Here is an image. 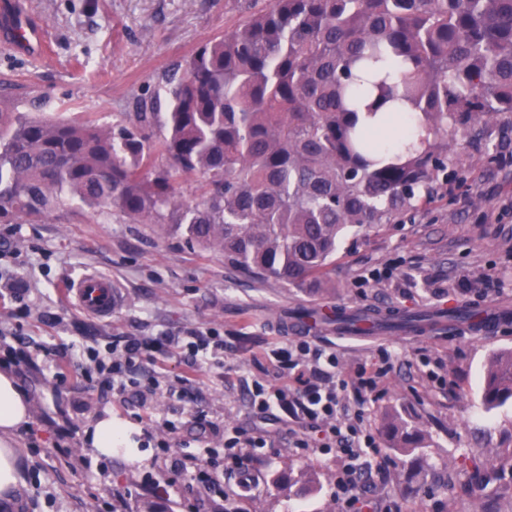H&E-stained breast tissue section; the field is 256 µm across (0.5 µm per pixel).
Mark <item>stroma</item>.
Returning a JSON list of instances; mask_svg holds the SVG:
<instances>
[{"mask_svg":"<svg viewBox=\"0 0 512 512\" xmlns=\"http://www.w3.org/2000/svg\"><path fill=\"white\" fill-rule=\"evenodd\" d=\"M50 36L39 57L0 40V86L10 87L19 110L35 96L45 114L63 119L93 115L109 126L154 96L162 74L223 36L267 0H19ZM498 158L483 161L486 146ZM457 178L438 179L434 195L398 222L348 234L329 268L333 292L256 282L223 254L189 246L154 224L107 223L75 210L41 224H0V288H19L21 300L0 313V326L19 327L49 357L14 374L31 401L32 423L18 442L29 463L32 507L25 512H106L111 492L125 494V512H185L186 500L168 491L182 465L224 464V430L253 429L259 419L249 396L255 383L277 384L287 373L269 359L272 349L308 341L335 352L354 368L392 359L378 392L364 395L372 430L385 413L414 417L424 447L400 455L385 449V465L361 493L369 512H512V401L489 409L481 386L491 356L512 350V319L494 338L451 328L433 336L386 333L365 341L288 329L300 307L340 304L349 309L430 308L441 302L512 305V124L490 121L480 143L448 152ZM87 271L110 274L122 301L111 317L77 309L64 284ZM218 336L224 353L195 379L182 354L152 368L172 396L143 402L138 389L113 394L102 384L72 377L56 387L64 350L89 340L97 349L143 336L191 333ZM111 412L129 427L138 459L97 457L85 431ZM304 415H283L261 456L245 473L225 474L207 503L236 512H337L332 496L336 460L297 455L292 434L308 435ZM468 457L469 468L453 469ZM482 474L473 491L470 471Z\"/></svg>","mask_w":512,"mask_h":512,"instance_id":"obj_1","label":"stroma"}]
</instances>
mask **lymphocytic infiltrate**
<instances>
[{
    "mask_svg": "<svg viewBox=\"0 0 512 512\" xmlns=\"http://www.w3.org/2000/svg\"><path fill=\"white\" fill-rule=\"evenodd\" d=\"M186 347L195 366H203L224 351V342L215 336H199L183 343L172 336L131 338L123 347L99 351L84 346L97 373L108 375L113 392L125 394L133 385L132 372L148 365L160 364L175 348ZM272 357L288 367V381L283 385L256 384L250 403L260 416L261 427L242 431L231 428L225 441L227 471L242 469L245 461L266 448L269 425L277 423L278 411L299 410L313 419L322 420L324 435L312 442L304 437L292 440V448L313 451L336 458L333 497L339 512H358L357 488L370 462L383 459L382 450L371 431L363 409L352 408L347 391L350 386L374 388L386 372L387 353H380L372 369L345 372L339 370L335 353L309 343L291 348H276Z\"/></svg>",
    "mask_w": 512,
    "mask_h": 512,
    "instance_id": "f902f5d3",
    "label": "lymphocytic infiltrate"
}]
</instances>
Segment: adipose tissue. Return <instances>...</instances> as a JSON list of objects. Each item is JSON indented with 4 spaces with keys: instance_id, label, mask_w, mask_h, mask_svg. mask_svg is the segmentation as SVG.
<instances>
[{
    "instance_id": "1",
    "label": "adipose tissue",
    "mask_w": 512,
    "mask_h": 512,
    "mask_svg": "<svg viewBox=\"0 0 512 512\" xmlns=\"http://www.w3.org/2000/svg\"><path fill=\"white\" fill-rule=\"evenodd\" d=\"M31 421L30 402L9 370L0 369V499L12 500L27 485L26 461L16 433ZM95 455L111 456L128 443L126 427L111 415L97 418L87 432Z\"/></svg>"
}]
</instances>
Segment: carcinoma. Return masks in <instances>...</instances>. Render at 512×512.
Segmentation results:
<instances>
[{"instance_id":"carcinoma-1","label":"carcinoma","mask_w":512,"mask_h":512,"mask_svg":"<svg viewBox=\"0 0 512 512\" xmlns=\"http://www.w3.org/2000/svg\"><path fill=\"white\" fill-rule=\"evenodd\" d=\"M162 81L107 128L33 117L1 95L0 223L77 204L158 224L252 280L328 293L347 232L432 197L458 135L512 122V0H270ZM482 399H512V351L490 360ZM381 429L401 454L425 441L397 412Z\"/></svg>"}]
</instances>
